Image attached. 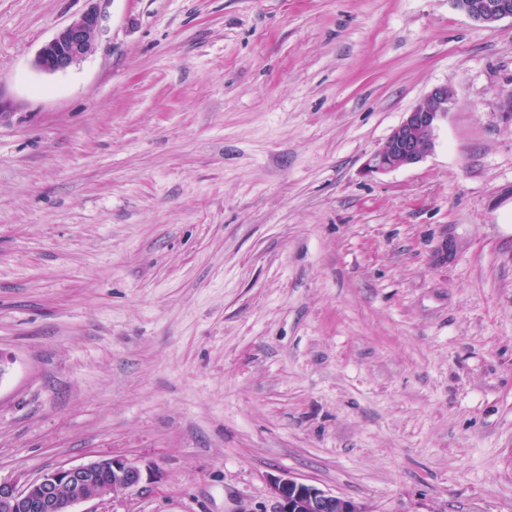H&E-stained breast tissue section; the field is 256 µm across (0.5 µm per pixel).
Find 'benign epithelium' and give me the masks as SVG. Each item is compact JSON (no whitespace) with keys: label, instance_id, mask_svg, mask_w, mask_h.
I'll use <instances>...</instances> for the list:
<instances>
[{"label":"benign epithelium","instance_id":"benign-epithelium-1","mask_svg":"<svg viewBox=\"0 0 512 512\" xmlns=\"http://www.w3.org/2000/svg\"><path fill=\"white\" fill-rule=\"evenodd\" d=\"M454 8L472 21L493 27L512 18V0H451ZM98 15L88 12L60 28L39 51L38 69L64 72L95 49ZM455 92L448 85L434 87L405 113L384 145L365 163L368 174H384L413 166L431 153L436 130L450 112ZM143 471L124 456L98 457L76 466H57L19 489L0 480V512H73L71 507L90 500L115 499L140 485ZM269 493L275 512H367L358 503L315 484L283 473L272 475Z\"/></svg>","mask_w":512,"mask_h":512}]
</instances>
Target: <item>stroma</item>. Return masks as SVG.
<instances>
[{
    "label": "stroma",
    "mask_w": 512,
    "mask_h": 512,
    "mask_svg": "<svg viewBox=\"0 0 512 512\" xmlns=\"http://www.w3.org/2000/svg\"><path fill=\"white\" fill-rule=\"evenodd\" d=\"M442 84L434 151L365 174ZM509 95L512 19L450 0H0V479L121 455L142 483L75 512H273L282 472L512 512ZM456 10L485 27L512 18V0H450ZM98 23L96 12H88L57 30L40 49L37 68L49 73L64 72L89 56L95 49Z\"/></svg>",
    "instance_id": "stroma-1"
}]
</instances>
